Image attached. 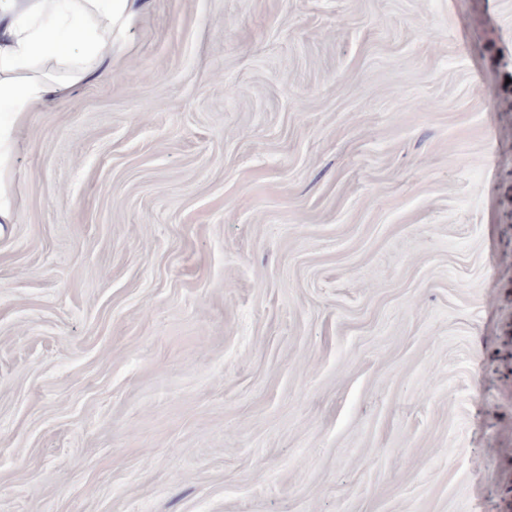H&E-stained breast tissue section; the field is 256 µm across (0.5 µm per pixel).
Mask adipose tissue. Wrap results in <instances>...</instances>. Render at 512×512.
Instances as JSON below:
<instances>
[{
	"label": "adipose tissue",
	"instance_id": "adipose-tissue-1",
	"mask_svg": "<svg viewBox=\"0 0 512 512\" xmlns=\"http://www.w3.org/2000/svg\"><path fill=\"white\" fill-rule=\"evenodd\" d=\"M138 0H0V228L11 223L8 176L14 134L27 112L66 94L111 57L137 15ZM83 42L81 56L69 40ZM54 58L62 74L38 72Z\"/></svg>",
	"mask_w": 512,
	"mask_h": 512
}]
</instances>
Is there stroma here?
I'll use <instances>...</instances> for the list:
<instances>
[{
  "label": "stroma",
  "instance_id": "1",
  "mask_svg": "<svg viewBox=\"0 0 512 512\" xmlns=\"http://www.w3.org/2000/svg\"><path fill=\"white\" fill-rule=\"evenodd\" d=\"M10 182L0 512H512V0H140Z\"/></svg>",
  "mask_w": 512,
  "mask_h": 512
}]
</instances>
